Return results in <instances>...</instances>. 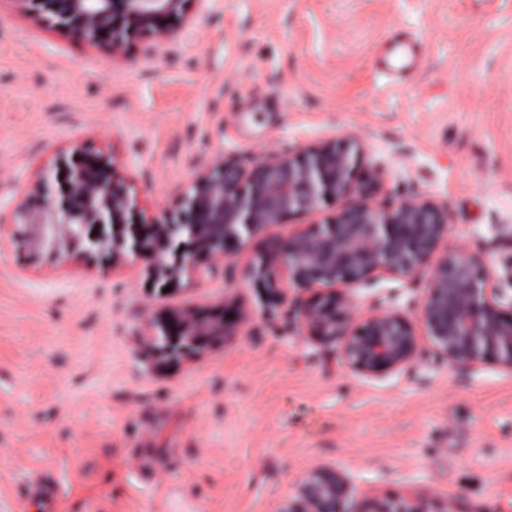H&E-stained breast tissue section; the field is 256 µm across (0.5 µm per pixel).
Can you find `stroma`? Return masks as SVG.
I'll use <instances>...</instances> for the list:
<instances>
[{
  "instance_id": "stroma-1",
  "label": "stroma",
  "mask_w": 512,
  "mask_h": 512,
  "mask_svg": "<svg viewBox=\"0 0 512 512\" xmlns=\"http://www.w3.org/2000/svg\"><path fill=\"white\" fill-rule=\"evenodd\" d=\"M163 39L119 54L48 12L0 7V210L74 147L114 161L144 221L175 214L218 159L244 166L356 139L355 192L261 241L407 192L447 206L444 248L477 246L512 286V0H189ZM421 42L395 86L381 45ZM256 250L163 290L147 266L66 263L0 242V512L56 484L39 512H275L314 467L367 498L425 492L457 512H512V372L435 352L379 376L311 337L307 290L274 296L246 274ZM429 285L353 286L359 315L414 319ZM235 301L232 336L157 363L151 320Z\"/></svg>"
}]
</instances>
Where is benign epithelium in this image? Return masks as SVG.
Listing matches in <instances>:
<instances>
[{"label":"benign epithelium","mask_w":512,"mask_h":512,"mask_svg":"<svg viewBox=\"0 0 512 512\" xmlns=\"http://www.w3.org/2000/svg\"><path fill=\"white\" fill-rule=\"evenodd\" d=\"M17 10L41 7L76 29L90 43L112 50L132 33L165 36L160 20L185 13L189 0H11ZM361 146L354 140L262 159L249 171L217 160L200 171L182 200L178 221L128 224L134 201L119 181L104 175L108 162L94 156L50 168L14 212L24 246L64 260L96 254L108 265L132 257L167 283L233 258L245 244L293 214L311 213L326 201L355 190ZM64 172L56 195L46 183ZM448 209L409 194L395 204L363 202L307 231L259 250L249 275L261 287H278L276 271L288 270L299 290L328 291L303 308L311 336L338 345L340 359L367 375L409 369L422 358L415 324L393 311L373 310L352 331L356 316L349 290L371 275L412 277L434 255L448 233ZM420 321L433 348L449 363L475 368L495 364L512 371V300L483 256L470 244L444 254L432 267L420 304ZM229 335L225 314L192 310L171 315L154 328L156 358L181 345L191 354L207 341ZM352 480L332 465H319L285 498L276 512H353ZM362 512H455L453 500L434 494L372 498Z\"/></svg>","instance_id":"1"}]
</instances>
